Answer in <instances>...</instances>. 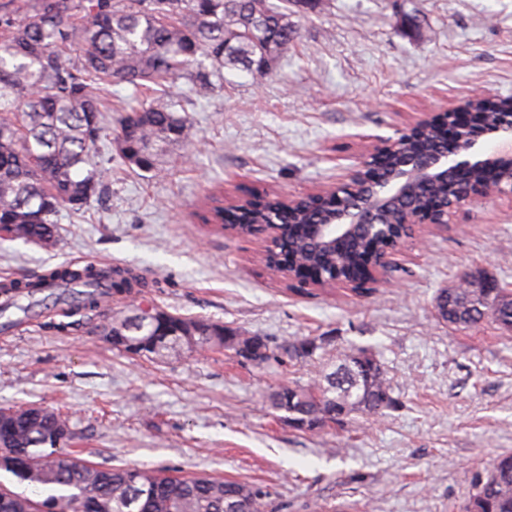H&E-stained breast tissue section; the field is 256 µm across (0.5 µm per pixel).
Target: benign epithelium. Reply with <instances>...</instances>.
Masks as SVG:
<instances>
[{"label": "benign epithelium", "mask_w": 512, "mask_h": 512, "mask_svg": "<svg viewBox=\"0 0 512 512\" xmlns=\"http://www.w3.org/2000/svg\"><path fill=\"white\" fill-rule=\"evenodd\" d=\"M489 108L511 113L512 100L492 99L476 94L437 115L425 114L406 132V136L419 139L437 127L446 128L455 134L463 150H472L478 144V139L462 123L461 116L466 112L483 114ZM456 155V151L443 149L427 157L413 154L402 156L398 152V141H379L372 152L359 158L349 168L342 182L314 193L316 197L334 195L341 200V205L330 211L323 223L311 225L312 236L326 249L336 246L338 240L358 235L379 237L382 224L377 222V216L414 195L418 188L446 183L461 170L476 173L490 168L498 171L512 170V155L509 153L476 155L464 160L456 159ZM502 195L512 197V185L505 187L500 180L480 179L470 184L465 196L434 198L418 209L405 207L398 214V220L392 223V231L387 233L386 245L371 252L365 259L360 275L338 277L331 281L322 280L316 282V285L323 288L340 285L361 288L377 279V275L385 270L389 258L397 251L401 242L410 237L419 225L446 224L448 215L463 206ZM266 263L275 272L290 278L297 276L292 266L283 263L282 255L274 253L272 248L267 252Z\"/></svg>", "instance_id": "benign-epithelium-1"}]
</instances>
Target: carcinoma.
I'll return each instance as SVG.
<instances>
[{"label":"carcinoma","instance_id":"carcinoma-1","mask_svg":"<svg viewBox=\"0 0 512 512\" xmlns=\"http://www.w3.org/2000/svg\"><path fill=\"white\" fill-rule=\"evenodd\" d=\"M313 0H26L0 14V234L51 247L57 238L53 217L63 206L81 210L103 193L107 171L93 158L108 135L94 84L119 81L136 87L183 79L201 92L213 88L224 68L267 74L265 59L277 61L298 37L292 17ZM79 51L77 60L64 49ZM190 138V119L160 103L131 112L116 137L121 159L158 174L162 159ZM442 136L431 132L400 146L429 151ZM336 198L305 203L291 215L272 199L260 210L213 209L216 224H292L288 256L331 275L352 266L371 239L345 240L334 249L311 243L309 225L320 223ZM49 282L79 288L82 307L93 311L112 293L142 288L127 269L107 273L92 266L55 268L37 282L6 280L0 294L31 296ZM447 322L469 328L484 317L512 327V299L501 288L450 291ZM198 330V349L229 348L241 359L267 363L270 348L260 336H228L224 325L154 309L149 322L116 317L103 336L126 353L154 359L175 352L182 328ZM325 339L301 338L286 348L305 361ZM271 407L300 429L319 428L354 412L382 415L395 400L380 361L369 349L344 352L339 369L306 385H283ZM0 472L35 488V497L0 484V512H268V494L213 477H171L136 466L89 465L64 451L75 432L69 419L50 406L0 410ZM467 512H512V456L499 457L474 482Z\"/></svg>","mask_w":512,"mask_h":512}]
</instances>
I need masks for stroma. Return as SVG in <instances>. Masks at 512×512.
I'll use <instances>...</instances> for the list:
<instances>
[{
  "label": "stroma",
  "mask_w": 512,
  "mask_h": 512,
  "mask_svg": "<svg viewBox=\"0 0 512 512\" xmlns=\"http://www.w3.org/2000/svg\"><path fill=\"white\" fill-rule=\"evenodd\" d=\"M421 30H414V19ZM266 77L225 70L199 93L172 83L191 122L192 157L173 151L158 176L98 160L106 193L62 208L57 242L0 239V282L33 281L82 261L132 270L143 287L76 306L50 288L0 315V408L50 405L69 418L68 450L94 465H136L259 487L272 512H466L474 480L512 453V330L441 321L435 297L483 274L512 290V198L464 206L420 225L371 287H299L269 269L267 235L240 237L200 216L259 191L333 187L377 140L475 93L512 97V0H321ZM106 124L156 103L155 90L101 84ZM152 306L266 337L271 359L184 349L127 354L103 317ZM328 338L307 361L284 348ZM371 349L397 409L300 429L269 407L279 385L332 372L349 347Z\"/></svg>",
  "instance_id": "stroma-1"
}]
</instances>
